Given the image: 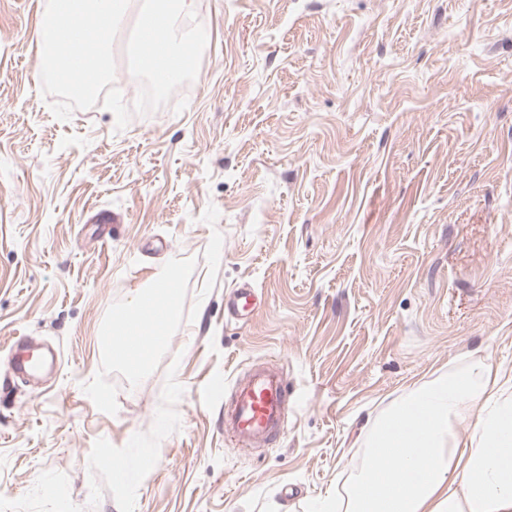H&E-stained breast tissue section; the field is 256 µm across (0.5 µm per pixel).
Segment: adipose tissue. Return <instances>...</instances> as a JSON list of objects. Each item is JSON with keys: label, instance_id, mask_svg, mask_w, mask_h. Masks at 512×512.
Segmentation results:
<instances>
[{"label": "adipose tissue", "instance_id": "ef3b65f1", "mask_svg": "<svg viewBox=\"0 0 512 512\" xmlns=\"http://www.w3.org/2000/svg\"><path fill=\"white\" fill-rule=\"evenodd\" d=\"M345 512H512V373L480 360L413 386L375 419Z\"/></svg>", "mask_w": 512, "mask_h": 512}]
</instances>
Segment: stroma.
<instances>
[{
  "label": "stroma",
  "instance_id": "35a3bbf8",
  "mask_svg": "<svg viewBox=\"0 0 512 512\" xmlns=\"http://www.w3.org/2000/svg\"><path fill=\"white\" fill-rule=\"evenodd\" d=\"M45 7L0 0V512H323L412 386L512 370V0H193L196 79L121 130L53 116ZM169 278L131 371L102 330ZM24 343L57 359L21 381ZM262 363L287 430L242 448ZM262 301L255 288L243 283L233 291V297L227 305V312L232 318L246 322L262 305ZM287 407L288 385L282 373L270 366L253 367L231 387L224 429L231 428L236 443L269 445L287 428Z\"/></svg>",
  "mask_w": 512,
  "mask_h": 512
}]
</instances>
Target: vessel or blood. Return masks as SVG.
Here are the masks:
<instances>
[{
	"instance_id": "b4317fda",
	"label": "vessel or blood",
	"mask_w": 512,
	"mask_h": 512,
	"mask_svg": "<svg viewBox=\"0 0 512 512\" xmlns=\"http://www.w3.org/2000/svg\"><path fill=\"white\" fill-rule=\"evenodd\" d=\"M261 304L255 288L244 283L234 290L227 312L245 322ZM287 407L288 385L282 373L270 366H257L235 379L224 424L236 442L267 445L286 430Z\"/></svg>"
}]
</instances>
